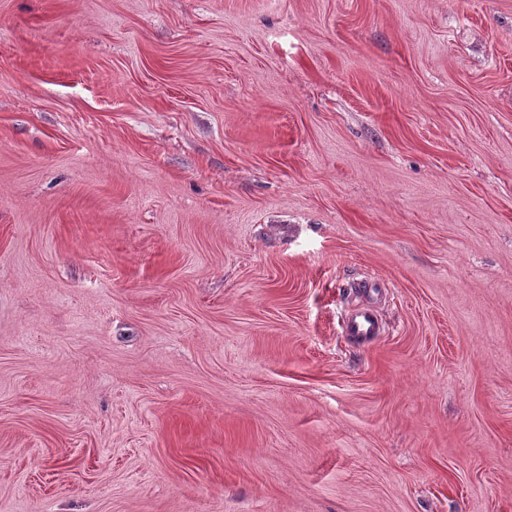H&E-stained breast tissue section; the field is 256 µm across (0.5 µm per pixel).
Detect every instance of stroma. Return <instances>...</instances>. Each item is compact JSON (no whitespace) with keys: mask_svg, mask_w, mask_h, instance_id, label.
Returning a JSON list of instances; mask_svg holds the SVG:
<instances>
[{"mask_svg":"<svg viewBox=\"0 0 512 512\" xmlns=\"http://www.w3.org/2000/svg\"><path fill=\"white\" fill-rule=\"evenodd\" d=\"M0 512H512V0H0ZM343 329L348 336L359 341H367L379 335L380 321L373 310L363 308L357 313L346 315Z\"/></svg>","mask_w":512,"mask_h":512,"instance_id":"obj_1","label":"stroma"}]
</instances>
